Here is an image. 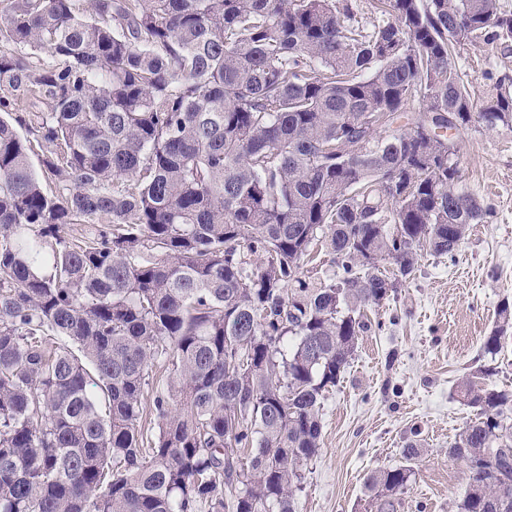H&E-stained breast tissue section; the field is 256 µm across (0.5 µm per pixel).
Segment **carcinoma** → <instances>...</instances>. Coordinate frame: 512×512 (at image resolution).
I'll use <instances>...</instances> for the list:
<instances>
[{"mask_svg": "<svg viewBox=\"0 0 512 512\" xmlns=\"http://www.w3.org/2000/svg\"><path fill=\"white\" fill-rule=\"evenodd\" d=\"M382 12L367 33L348 0H0V512H295L365 309L491 217L440 131L512 124V77L478 104L453 58L512 41L499 0ZM509 339L505 301L482 350ZM493 375L456 386L458 512H512ZM420 455L367 474V512H397Z\"/></svg>", "mask_w": 512, "mask_h": 512, "instance_id": "carcinoma-1", "label": "carcinoma"}]
</instances>
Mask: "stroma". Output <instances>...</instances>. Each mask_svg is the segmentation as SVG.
I'll list each match as a JSON object with an SVG mask.
<instances>
[{
  "label": "stroma",
  "mask_w": 512,
  "mask_h": 512,
  "mask_svg": "<svg viewBox=\"0 0 512 512\" xmlns=\"http://www.w3.org/2000/svg\"><path fill=\"white\" fill-rule=\"evenodd\" d=\"M454 59L480 100L497 78L512 75V42L461 44ZM453 141L462 187L494 217L471 225L455 260L422 255L395 296L368 311L370 329L324 402L321 448L296 512H365L367 473L397 464L415 434L425 451L400 512H456L469 471L448 447L474 416L456 384L489 364L495 382L512 387V342L494 358L481 349L500 302L512 301V128L472 124Z\"/></svg>",
  "instance_id": "1"
}]
</instances>
